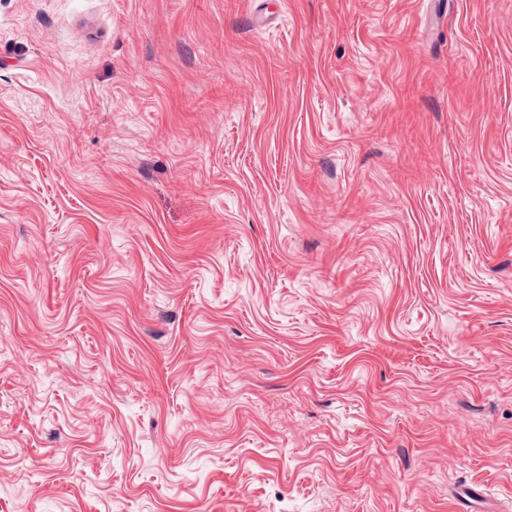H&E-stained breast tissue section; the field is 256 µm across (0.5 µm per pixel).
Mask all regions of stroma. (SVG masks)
<instances>
[{
  "mask_svg": "<svg viewBox=\"0 0 512 512\" xmlns=\"http://www.w3.org/2000/svg\"><path fill=\"white\" fill-rule=\"evenodd\" d=\"M512 512V0H0V512Z\"/></svg>",
  "mask_w": 512,
  "mask_h": 512,
  "instance_id": "1",
  "label": "stroma"
}]
</instances>
